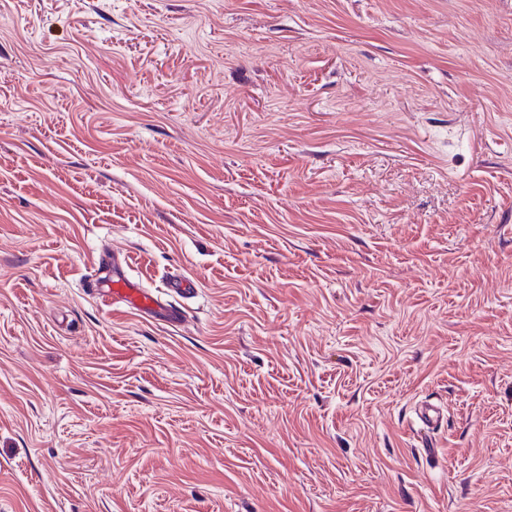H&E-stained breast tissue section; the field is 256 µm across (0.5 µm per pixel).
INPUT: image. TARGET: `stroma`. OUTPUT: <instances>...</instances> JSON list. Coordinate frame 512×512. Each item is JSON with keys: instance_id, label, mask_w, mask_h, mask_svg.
Listing matches in <instances>:
<instances>
[{"instance_id": "1", "label": "stroma", "mask_w": 512, "mask_h": 512, "mask_svg": "<svg viewBox=\"0 0 512 512\" xmlns=\"http://www.w3.org/2000/svg\"><path fill=\"white\" fill-rule=\"evenodd\" d=\"M0 512H512V0H0ZM96 287L103 296L126 303L142 316L178 326L183 318L181 309L162 300L158 295L141 288L137 283L120 276L112 265V272L96 279Z\"/></svg>"}]
</instances>
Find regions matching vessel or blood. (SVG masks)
<instances>
[{
    "mask_svg": "<svg viewBox=\"0 0 512 512\" xmlns=\"http://www.w3.org/2000/svg\"><path fill=\"white\" fill-rule=\"evenodd\" d=\"M97 289L107 297L126 303L130 308L151 319L176 326L182 321L183 314L179 308L158 295L141 288L118 272H111L96 280Z\"/></svg>",
    "mask_w": 512,
    "mask_h": 512,
    "instance_id": "1",
    "label": "vessel or blood"
}]
</instances>
